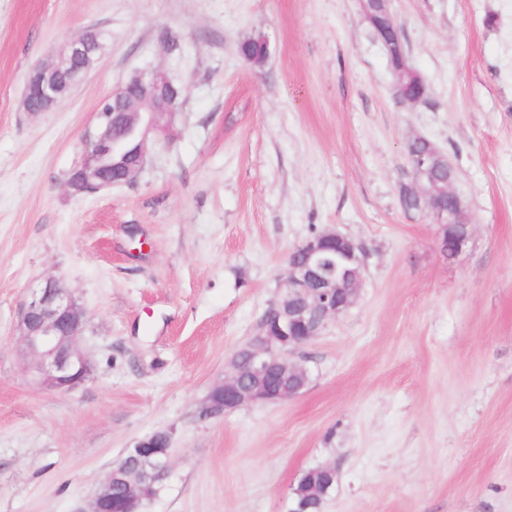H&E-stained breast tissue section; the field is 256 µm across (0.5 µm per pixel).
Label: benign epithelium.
<instances>
[{
    "mask_svg": "<svg viewBox=\"0 0 512 512\" xmlns=\"http://www.w3.org/2000/svg\"><path fill=\"white\" fill-rule=\"evenodd\" d=\"M368 18L391 17L389 0H361ZM104 48V33L90 29L66 49L37 63L29 72L23 106L30 113L48 112L63 102L86 77ZM183 88L159 70H143L112 93V106H100L96 124L82 140L79 161L66 180L74 194L131 184L139 178L148 154L150 134L161 131V118L173 117ZM137 134L138 166L125 163L116 175L105 172L104 161L119 139ZM406 189L424 200L421 212L437 225L441 252L449 259L472 237V224L461 197L453 190L456 170L448 165V180L438 187L432 173L447 162L437 147L410 159ZM463 225L467 234L447 245L443 232ZM368 251L363 243L333 229H324L298 245L287 259V271L277 298L262 316L259 334L233 356L231 370L210 390L202 414L222 417L245 406L284 402L301 392L296 379L307 369L290 353L321 335L355 302L363 282ZM86 321L73 293L50 277L33 288L23 303L18 330L39 384L69 391L90 378L94 365L79 348ZM126 455L137 459L141 471L114 490L120 470L112 468L90 507L79 512H140L143 486L168 477L172 463L171 435L157 431L140 439Z\"/></svg>",
    "mask_w": 512,
    "mask_h": 512,
    "instance_id": "obj_1",
    "label": "benign epithelium"
}]
</instances>
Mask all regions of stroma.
<instances>
[{
    "label": "stroma",
    "instance_id": "stroma-1",
    "mask_svg": "<svg viewBox=\"0 0 512 512\" xmlns=\"http://www.w3.org/2000/svg\"><path fill=\"white\" fill-rule=\"evenodd\" d=\"M427 101L399 100L360 0H0V512H78L162 429L174 466L142 512H289L309 468L322 512H512V0H391ZM108 49L56 109L27 75L87 28ZM261 35L262 66L239 53ZM157 68L186 88L131 185L66 187L99 104ZM448 156L474 226L448 260L405 212V144ZM362 242L353 306L292 354L296 397L206 418L259 331L289 252ZM86 313L94 374H28V289Z\"/></svg>",
    "mask_w": 512,
    "mask_h": 512
}]
</instances>
